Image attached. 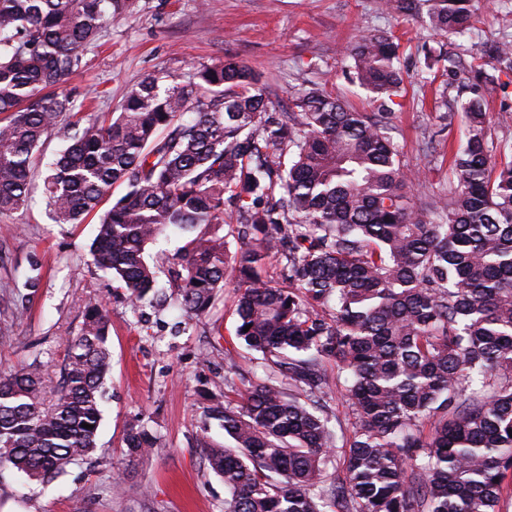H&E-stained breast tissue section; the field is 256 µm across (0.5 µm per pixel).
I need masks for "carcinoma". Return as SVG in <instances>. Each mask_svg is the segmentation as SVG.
Here are the masks:
<instances>
[{"label":"carcinoma","instance_id":"1","mask_svg":"<svg viewBox=\"0 0 512 512\" xmlns=\"http://www.w3.org/2000/svg\"><path fill=\"white\" fill-rule=\"evenodd\" d=\"M127 7L0 0V214L25 206L36 150L63 130L70 144L43 179L52 219L80 224L125 186L99 213L89 252L131 305L156 293L146 249L169 229L192 233L175 269L188 316L209 312L227 277L237 280L235 336L271 371L235 400L209 399V418L234 442L206 454L224 479V512H502L512 476V127L493 138L485 107L499 76L474 53L458 65L472 94L460 104L458 185L431 199L428 221L388 135L404 83L391 34H365L346 52L381 108L372 117L315 87L278 112L260 76L228 60L186 82L150 76L111 120L73 121L70 96L55 89ZM382 9L423 10L429 28L451 36L477 11L475 0ZM490 56L512 70V41ZM272 258L287 270L278 285L266 275ZM108 334L107 305L91 298L55 389L36 359L0 373L1 468L48 484L95 452ZM333 398L352 431L345 469L329 477ZM125 445L132 464L154 440L132 425Z\"/></svg>","mask_w":512,"mask_h":512}]
</instances>
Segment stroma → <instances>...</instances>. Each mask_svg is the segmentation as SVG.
<instances>
[{
	"label": "stroma",
	"instance_id": "35a3bbf8",
	"mask_svg": "<svg viewBox=\"0 0 512 512\" xmlns=\"http://www.w3.org/2000/svg\"><path fill=\"white\" fill-rule=\"evenodd\" d=\"M378 0H129L127 11L107 21L97 40L81 50L82 67L65 83L74 109L111 117L129 89L163 70L188 81L194 70L231 59L262 77L277 111L287 112L298 88L316 84L352 109L373 114L370 94L355 83L345 53L361 35L379 30L401 42L404 84L390 120V135L408 170L415 202L445 193L456 176L452 155L465 141L467 120L458 109L469 91L449 79L446 63L427 68L425 47L451 55L512 39V0H478V18L463 38L441 37L414 15L381 12ZM452 120H445V113ZM42 171L33 175L27 206L0 215V370L32 361L43 366L47 386L57 385L64 348L83 319L88 297L109 309L112 366L97 450L91 460L43 485L24 474L0 470V512H224V481L205 462L203 447L229 439L205 407L212 393L236 396L243 376L264 374L260 353L234 336V280L209 313L188 318L178 291L160 270L165 305L134 308L110 274L90 266L89 246L97 216L81 224H57L42 193ZM41 263L42 285L23 318L13 313L30 257ZM235 345L237 370L224 365V348ZM156 436L148 458L125 459L124 436L134 422ZM143 485L147 497L117 495L121 472Z\"/></svg>",
	"mask_w": 512,
	"mask_h": 512
}]
</instances>
